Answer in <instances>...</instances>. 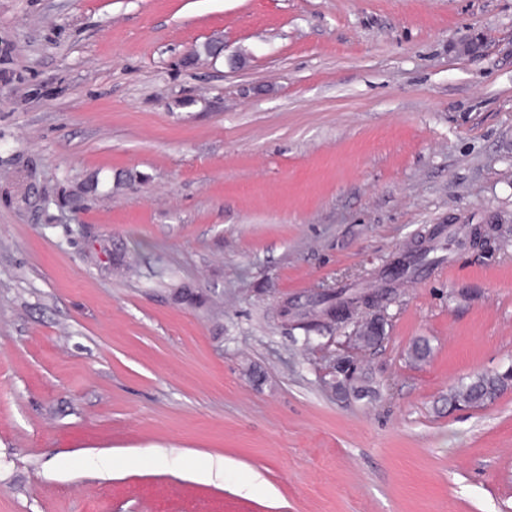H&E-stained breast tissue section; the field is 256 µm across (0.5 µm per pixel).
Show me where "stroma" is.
I'll return each mask as SVG.
<instances>
[{"instance_id": "35a3bbf8", "label": "stroma", "mask_w": 512, "mask_h": 512, "mask_svg": "<svg viewBox=\"0 0 512 512\" xmlns=\"http://www.w3.org/2000/svg\"><path fill=\"white\" fill-rule=\"evenodd\" d=\"M511 366L512 0H0V512H512ZM446 232L447 227L444 225L433 229L428 239V245L424 251L417 254H413L411 251L404 255V257L396 263H402L403 260H406V262L398 269L394 270L396 273H394L393 270L389 271V273L395 277H399L401 275L419 276L426 271L433 269L441 263L443 259H441V257H431L430 255L431 253H436L438 250L443 249L442 241L447 238V235L445 236ZM336 305L333 309L336 310L334 313V319L340 322H345L351 318V313H354L360 306L362 300V292L357 290H341L336 294ZM358 317L355 321V327L351 332L350 336H348L349 343L353 345H357V336L359 333L365 328L369 321L372 319L385 321V314L374 312L373 315L369 316H361L357 314ZM385 339V331L383 327H371L366 336H359L360 345L364 347H372L375 344L381 343ZM353 361V358L348 353H337L328 360L327 372L332 376L331 386L333 389H338L346 393L344 385L351 389V394L361 396L370 391L367 381L363 378L356 362L347 364L342 370V382L338 377V368L345 363ZM510 378V374L505 376H502L501 373L478 374L468 382L459 383L451 394V400L468 406L483 405L494 400L505 390L509 386Z\"/></svg>"}]
</instances>
